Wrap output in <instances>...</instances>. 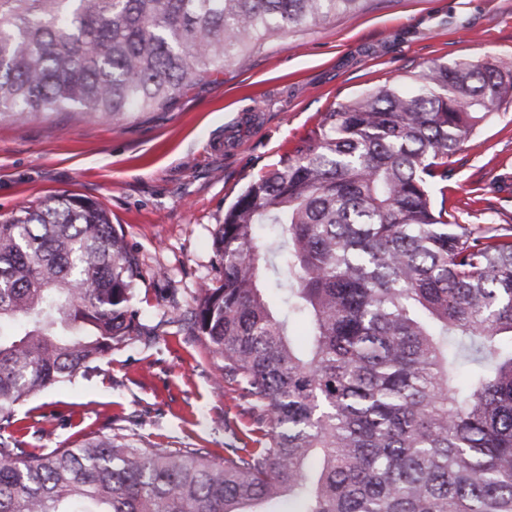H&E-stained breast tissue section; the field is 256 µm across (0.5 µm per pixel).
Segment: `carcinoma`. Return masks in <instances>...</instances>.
<instances>
[{
  "instance_id": "carcinoma-1",
  "label": "carcinoma",
  "mask_w": 512,
  "mask_h": 512,
  "mask_svg": "<svg viewBox=\"0 0 512 512\" xmlns=\"http://www.w3.org/2000/svg\"><path fill=\"white\" fill-rule=\"evenodd\" d=\"M365 2L0 0V116L162 107ZM511 102L509 62L429 65L323 113L225 211L183 328L262 438L221 460L119 433L26 447L17 406L144 334L142 270L86 196L1 219L0 512H512V224L448 209L449 158Z\"/></svg>"
}]
</instances>
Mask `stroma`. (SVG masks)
Returning <instances> with one entry per match:
<instances>
[{"instance_id": "stroma-1", "label": "stroma", "mask_w": 512, "mask_h": 512, "mask_svg": "<svg viewBox=\"0 0 512 512\" xmlns=\"http://www.w3.org/2000/svg\"><path fill=\"white\" fill-rule=\"evenodd\" d=\"M512 61V0H372L266 40L167 107L0 117V215L48 196L97 201L139 260L142 336L73 382L18 406L19 436L47 452L90 433L171 448H253L257 412L224 362L178 325L217 275L212 234L248 184L294 153L322 113L426 65ZM459 223L512 224V103L448 161Z\"/></svg>"}]
</instances>
